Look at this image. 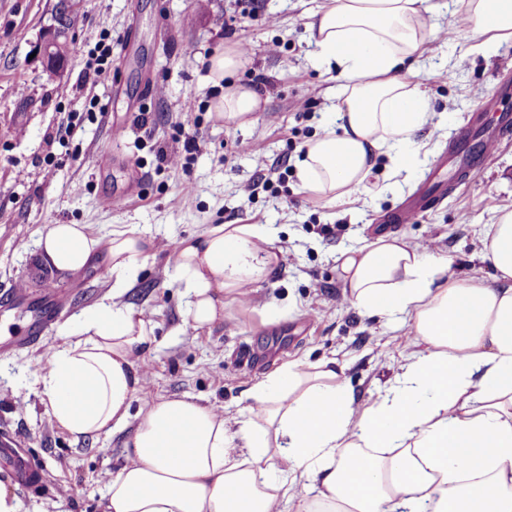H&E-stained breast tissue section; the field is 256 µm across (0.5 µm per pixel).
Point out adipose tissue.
I'll return each mask as SVG.
<instances>
[{"instance_id": "obj_1", "label": "adipose tissue", "mask_w": 512, "mask_h": 512, "mask_svg": "<svg viewBox=\"0 0 512 512\" xmlns=\"http://www.w3.org/2000/svg\"><path fill=\"white\" fill-rule=\"evenodd\" d=\"M473 51L512 38V0H455ZM442 0H328L306 24L319 66L336 70L335 119L296 161L305 193L329 204L364 188L379 155L395 171L419 162L415 134L430 98L409 61L435 31ZM237 51L208 59L225 82L212 112L242 125L259 111L251 88L230 83ZM50 266L84 269L105 252L118 289L136 278L143 237H90L52 224L39 240ZM491 284L449 276L447 258L401 237L344 251L340 276L352 304L399 317L413 350L394 383L356 409L335 360L292 361L255 383L248 419L185 398L151 403L106 485L104 512H512V209L486 231ZM192 328L224 317V296L278 264L259 224H216L177 254ZM57 350L41 377L55 421L76 438L125 426L142 388L140 361L158 344L155 322L130 306H104ZM316 496H307L301 480Z\"/></svg>"}]
</instances>
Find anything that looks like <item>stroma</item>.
I'll use <instances>...</instances> for the list:
<instances>
[{
    "label": "stroma",
    "instance_id": "1",
    "mask_svg": "<svg viewBox=\"0 0 512 512\" xmlns=\"http://www.w3.org/2000/svg\"><path fill=\"white\" fill-rule=\"evenodd\" d=\"M57 0H0V336L25 334L42 276L67 305L50 329L54 348L104 305H131L157 325L159 345L148 356L150 376L133 399L128 427L74 439L53 419L41 376L50 353L18 351L0 357V430L15 438L42 471L43 486L24 490L0 454V483L17 512H102L103 474L116 473L123 447L146 403L184 397L222 410L229 423L247 418L250 388L283 363L336 359L357 405L377 398L409 354L408 328L354 307L339 277L345 250L374 240L389 213L429 189L442 174L448 193L394 235L436 241L453 277L489 281L485 231L512 208V134L487 161L484 177L459 181L448 148L464 124L477 130L512 115V38L490 54H468V41L434 37L420 58L418 81L434 115L418 133L424 153L412 172L394 173L380 156L364 188L326 207L305 194L292 168L305 142L329 119L340 84L336 71L317 67L305 23L325 0H77L79 24L69 32L70 54L49 77L33 46L52 25ZM112 47V74L96 80L85 62L100 39ZM281 41L280 54L269 53ZM247 48L235 83L256 90L262 109L250 124H224L209 109L220 95L208 79L214 51ZM196 104L199 147L186 169L158 159L189 130L186 100ZM307 111H298L300 102ZM76 131H69L70 121ZM125 127L113 139L112 126ZM257 144L267 166L288 169L284 182L243 198L238 187L257 164L236 153V142ZM192 195H185L184 184ZM118 199L106 205V196ZM51 224H84L105 240L130 230L151 240L133 286L115 292L114 279L93 267L75 274L49 269L38 240ZM213 224L270 228L279 263L251 286L250 300L224 297V318L192 329L178 283L176 241ZM338 225L333 234L323 225ZM26 286L31 306L9 290ZM70 496H59L60 487Z\"/></svg>",
    "mask_w": 512,
    "mask_h": 512
}]
</instances>
